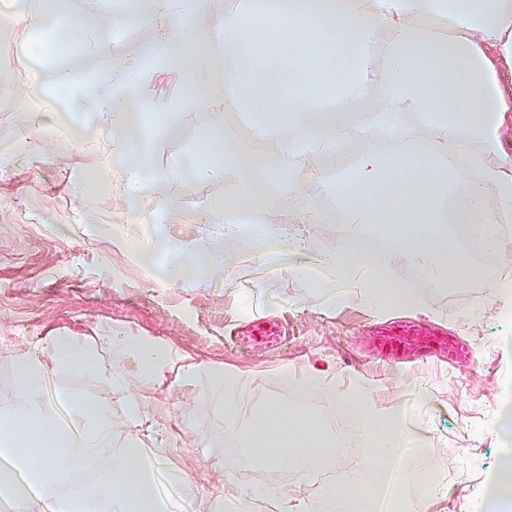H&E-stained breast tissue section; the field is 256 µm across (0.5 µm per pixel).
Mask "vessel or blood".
<instances>
[{
  "mask_svg": "<svg viewBox=\"0 0 512 512\" xmlns=\"http://www.w3.org/2000/svg\"><path fill=\"white\" fill-rule=\"evenodd\" d=\"M279 330L264 318L251 320L243 329L231 331L227 341L235 347L251 342L277 340ZM374 346L381 357L400 361L414 357L421 361L453 360L465 347L447 328L415 320L399 319L387 322L375 333Z\"/></svg>",
  "mask_w": 512,
  "mask_h": 512,
  "instance_id": "obj_1",
  "label": "vessel or blood"
}]
</instances>
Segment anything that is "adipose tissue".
Returning <instances> with one entry per match:
<instances>
[{
  "label": "adipose tissue",
  "mask_w": 512,
  "mask_h": 512,
  "mask_svg": "<svg viewBox=\"0 0 512 512\" xmlns=\"http://www.w3.org/2000/svg\"><path fill=\"white\" fill-rule=\"evenodd\" d=\"M418 17L447 37L414 26ZM20 18L41 34L27 41L30 73L12 90L28 120L22 139H79L111 112L104 181L131 207L117 218L112 246L135 253L152 282L186 286L218 259L169 236L143 200H159L171 215L180 207L177 183L218 180L224 195L210 201L204 220L252 240L271 275L310 278L323 269L333 282L319 290L328 307L356 279L371 307L427 306L426 296L404 288L359 248L299 261L304 243L292 227L317 223V164L326 161L336 169L329 191L340 223L367 226L395 252L423 257L435 288L478 279L489 296L512 293V285L482 278L448 231L461 194L470 223L512 222V152L500 138L512 112V90L501 81L503 71L512 72V0H245L229 21L215 0H188L184 8L178 0H120L116 8L111 0H19L15 11L0 14V27ZM145 27L156 30L155 39L129 53L113 51L119 37ZM161 71L178 77L179 90L154 99L149 87ZM229 113L274 151H256L229 134ZM201 116L205 133L193 150L161 165L171 133ZM352 138L365 148L350 160L336 144ZM459 145L480 183L462 186L452 156ZM284 206L287 223L278 217ZM139 224L153 225V234L137 236ZM112 353L135 360L139 387L168 380L201 386L223 413L226 440L243 467L290 469L305 481L335 466L332 369L300 376V407L254 398L244 377L205 368L150 336L114 333ZM53 369L91 382L103 375L95 348L80 336L46 337L15 358L14 399L0 404V512H15L20 501L27 512H213L163 455L115 447L110 406L51 390ZM345 399L362 419L351 437L372 455L325 485V497L350 512H407L401 490L380 499L366 472L426 438L404 409L377 410L372 395L357 390ZM493 425L504 450L483 509L512 512V380ZM267 497L277 498L282 512H309L304 498L277 482L224 477L225 512Z\"/></svg>",
  "instance_id": "ef3b65f1"
}]
</instances>
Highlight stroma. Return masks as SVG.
<instances>
[{
	"instance_id": "obj_1",
	"label": "stroma",
	"mask_w": 512,
	"mask_h": 512,
	"mask_svg": "<svg viewBox=\"0 0 512 512\" xmlns=\"http://www.w3.org/2000/svg\"><path fill=\"white\" fill-rule=\"evenodd\" d=\"M25 117L13 96L0 95V400L12 395V359L32 350L54 333L88 337L106 370L133 381L135 366L109 354L113 329L130 336H153L205 365L224 367L251 380L269 396L298 400L284 374L302 375L308 363L324 357L336 366V392L370 387L376 409L407 407L418 431L429 438L434 468L455 475L434 504L409 497L410 512H465L482 500L487 476L500 463V440L492 430L498 396L512 378V298H492L483 289L437 293L431 282L415 280L407 260L390 257L397 277L413 292L429 296L425 308L368 309L357 289L346 292L334 309L322 305L309 281L293 274L270 276L255 259L246 239L228 240L217 224H199L195 215L224 193L223 183L183 182L174 191L184 209L173 215L171 234L212 248L217 269L188 288L153 284L130 255L112 247L108 234L89 236L90 224L111 223L124 212L120 199L95 196L88 172L107 168L111 144L105 134L70 143L51 141L47 157L32 147L15 154ZM322 220L298 225L308 242L305 259L335 251L341 240L336 201L319 199ZM256 316L281 322L287 329L279 345L227 346L224 336ZM417 318L448 327L467 343L468 358L452 364H386L372 349L373 331L387 320ZM54 389H70L111 404L117 444L132 434L126 393L110 378L86 383L78 374L50 377ZM165 413L157 418L156 442L169 465L192 478L202 495L220 504L219 473L205 458L204 443H222L224 417L206 398L164 383L154 393ZM195 426L183 428V411Z\"/></svg>"
}]
</instances>
